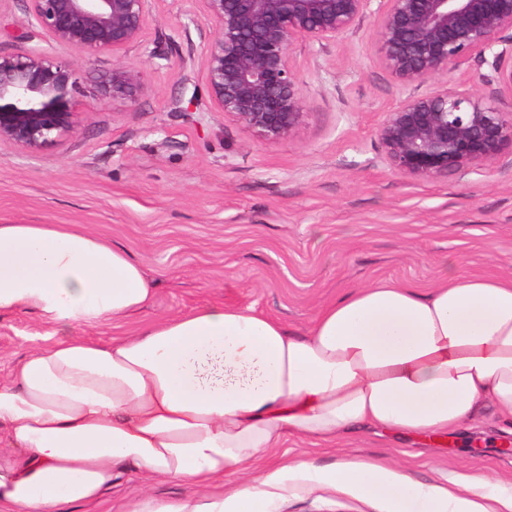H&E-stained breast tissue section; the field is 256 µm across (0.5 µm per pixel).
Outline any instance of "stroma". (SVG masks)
I'll list each match as a JSON object with an SVG mask.
<instances>
[{
    "label": "stroma",
    "instance_id": "stroma-1",
    "mask_svg": "<svg viewBox=\"0 0 512 512\" xmlns=\"http://www.w3.org/2000/svg\"><path fill=\"white\" fill-rule=\"evenodd\" d=\"M211 37L200 0H152L144 44L128 62L145 73L136 101L99 100L112 56L89 61L64 46L55 57L78 69L77 130L36 152L0 143V223L73 224L139 260L154 286L149 303L119 323L81 329L108 343L140 326L221 304L251 307L295 329L350 288L387 280L431 288L448 261L462 276L512 274V153L493 165L412 179L385 158L377 129L398 96L363 24L342 41L304 43L294 60L304 80L306 120L288 139L259 141L232 117L202 102ZM30 37L21 0H0V54ZM169 54L156 67L150 50ZM52 327L37 313L0 315V378ZM496 420L463 428L452 444L383 438L358 431L336 446L290 438L277 460L328 465L350 454L395 460L418 480L482 472L512 481ZM186 485L120 476L100 506L64 512H133L143 494L174 500ZM277 512H382L375 501L342 494L289 498Z\"/></svg>",
    "mask_w": 512,
    "mask_h": 512
}]
</instances>
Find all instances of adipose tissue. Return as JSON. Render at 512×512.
Returning a JSON list of instances; mask_svg holds the SVG:
<instances>
[{
	"instance_id": "1",
	"label": "adipose tissue",
	"mask_w": 512,
	"mask_h": 512,
	"mask_svg": "<svg viewBox=\"0 0 512 512\" xmlns=\"http://www.w3.org/2000/svg\"><path fill=\"white\" fill-rule=\"evenodd\" d=\"M140 262L89 230L0 224V314L53 325L0 379V512L98 504L134 471L190 494L138 512H271L322 491L385 512H512L483 473L434 483L343 456L261 469L289 437L358 430L439 439L492 408L512 434V277L447 269L428 290L391 281L320 307L301 332L250 308L206 305L101 344L77 331L146 305Z\"/></svg>"
}]
</instances>
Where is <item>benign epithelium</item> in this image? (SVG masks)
<instances>
[{
	"mask_svg": "<svg viewBox=\"0 0 512 512\" xmlns=\"http://www.w3.org/2000/svg\"><path fill=\"white\" fill-rule=\"evenodd\" d=\"M28 26L89 60L109 52L103 98L135 99L141 69L125 61L144 41L150 0H23ZM212 30L204 56L211 105L277 143L304 123L303 43H335L369 22L401 95L378 128L389 164L416 179L484 169L512 148V0H200ZM490 63L483 89L464 78ZM428 86L420 94L407 92ZM76 69L40 46L0 55V143L36 152L81 123Z\"/></svg>",
	"mask_w": 512,
	"mask_h": 512,
	"instance_id": "1",
	"label": "benign epithelium"
}]
</instances>
